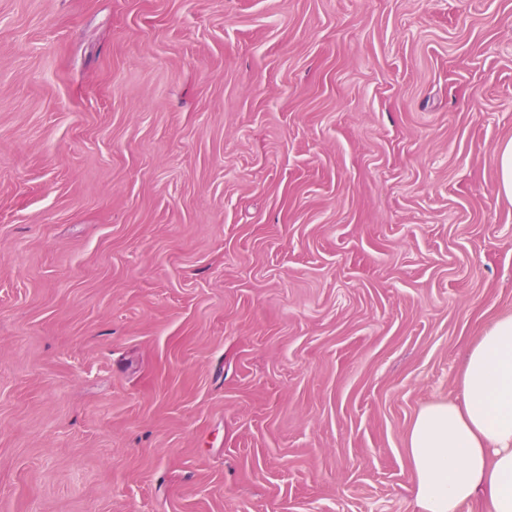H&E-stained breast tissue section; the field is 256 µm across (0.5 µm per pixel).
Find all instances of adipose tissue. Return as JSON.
Segmentation results:
<instances>
[{"instance_id":"obj_1","label":"adipose tissue","mask_w":512,"mask_h":512,"mask_svg":"<svg viewBox=\"0 0 512 512\" xmlns=\"http://www.w3.org/2000/svg\"><path fill=\"white\" fill-rule=\"evenodd\" d=\"M461 401L425 405L407 435L416 512H459L482 500L512 512V315L473 343Z\"/></svg>"}]
</instances>
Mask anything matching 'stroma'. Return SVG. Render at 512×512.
<instances>
[{
    "label": "stroma",
    "mask_w": 512,
    "mask_h": 512,
    "mask_svg": "<svg viewBox=\"0 0 512 512\" xmlns=\"http://www.w3.org/2000/svg\"><path fill=\"white\" fill-rule=\"evenodd\" d=\"M511 138L512 0H0V512H414Z\"/></svg>",
    "instance_id": "35a3bbf8"
}]
</instances>
